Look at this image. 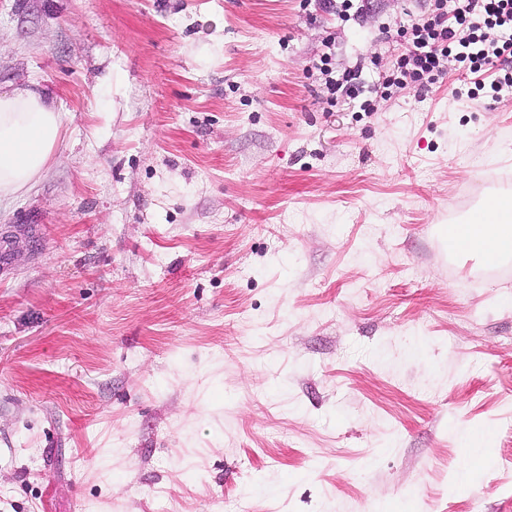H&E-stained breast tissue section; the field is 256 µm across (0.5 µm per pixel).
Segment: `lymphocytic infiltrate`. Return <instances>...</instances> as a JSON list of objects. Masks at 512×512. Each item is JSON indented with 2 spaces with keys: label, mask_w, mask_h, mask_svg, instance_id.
<instances>
[{
  "label": "lymphocytic infiltrate",
  "mask_w": 512,
  "mask_h": 512,
  "mask_svg": "<svg viewBox=\"0 0 512 512\" xmlns=\"http://www.w3.org/2000/svg\"><path fill=\"white\" fill-rule=\"evenodd\" d=\"M402 35L407 51L384 72L383 86L405 79L428 89L452 58L473 74L499 69L492 97L512 95V0H435L432 13Z\"/></svg>",
  "instance_id": "lymphocytic-infiltrate-1"
}]
</instances>
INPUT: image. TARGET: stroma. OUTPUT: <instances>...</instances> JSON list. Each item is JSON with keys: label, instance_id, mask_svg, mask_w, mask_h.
<instances>
[{"label": "stroma", "instance_id": "obj_1", "mask_svg": "<svg viewBox=\"0 0 512 512\" xmlns=\"http://www.w3.org/2000/svg\"><path fill=\"white\" fill-rule=\"evenodd\" d=\"M430 8L0 0V91L65 114L0 202V512H512V263L448 253L512 97L318 69Z\"/></svg>", "mask_w": 512, "mask_h": 512}]
</instances>
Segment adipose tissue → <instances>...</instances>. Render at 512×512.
I'll return each mask as SVG.
<instances>
[{
  "label": "adipose tissue",
  "mask_w": 512,
  "mask_h": 512,
  "mask_svg": "<svg viewBox=\"0 0 512 512\" xmlns=\"http://www.w3.org/2000/svg\"><path fill=\"white\" fill-rule=\"evenodd\" d=\"M64 124L40 89L0 92V199L28 191L49 162ZM467 252L495 262L512 257V197L491 198L456 225Z\"/></svg>",
  "instance_id": "adipose-tissue-1"
}]
</instances>
